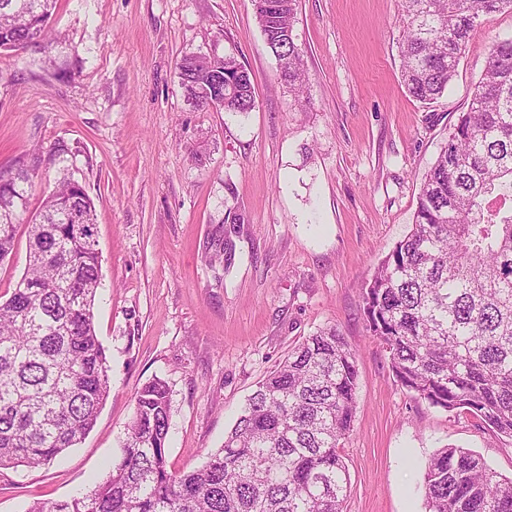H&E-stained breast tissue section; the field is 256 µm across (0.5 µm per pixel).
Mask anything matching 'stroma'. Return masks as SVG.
Here are the masks:
<instances>
[{"mask_svg": "<svg viewBox=\"0 0 512 512\" xmlns=\"http://www.w3.org/2000/svg\"><path fill=\"white\" fill-rule=\"evenodd\" d=\"M402 32L399 0H299L302 96L281 81L251 0H58L48 47L0 51V167L34 168L31 208L63 171L92 199L94 321L112 367L80 445L41 468H0V512L87 493L155 378L170 389L169 469L202 467L258 383L326 326L358 357L344 512H426L425 467L448 445L512 477V448L479 420L401 387L360 295L409 233L421 179L491 44L512 37V13L484 16L431 105L402 82ZM191 54L234 56L253 109L192 108L178 70Z\"/></svg>", "mask_w": 512, "mask_h": 512, "instance_id": "1", "label": "stroma"}]
</instances>
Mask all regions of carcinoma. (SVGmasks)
<instances>
[{
  "label": "carcinoma",
  "mask_w": 512,
  "mask_h": 512,
  "mask_svg": "<svg viewBox=\"0 0 512 512\" xmlns=\"http://www.w3.org/2000/svg\"><path fill=\"white\" fill-rule=\"evenodd\" d=\"M56 0H0V50L49 43ZM298 0L253 6L280 77L303 92ZM401 78L430 104L458 73L481 17L512 0H401ZM198 110L246 113L250 76L231 56L179 63ZM234 93L224 92V76ZM33 174L0 168V265L26 228L27 264L0 295V467L36 468L80 444L111 389L94 326L101 259L94 208L66 174L27 216ZM365 328L402 388L464 409L512 447V38L495 41L466 111L424 175L411 231L361 288ZM357 353L334 327L296 345L260 382L224 445L201 468L168 470L171 406L154 379L135 396L120 459L80 498L27 512H344L340 448L357 410ZM428 512H512V478L474 451L446 446L424 474Z\"/></svg>",
  "instance_id": "carcinoma-1"
}]
</instances>
